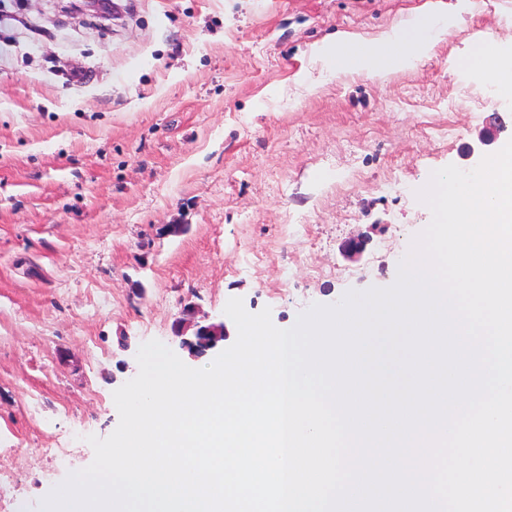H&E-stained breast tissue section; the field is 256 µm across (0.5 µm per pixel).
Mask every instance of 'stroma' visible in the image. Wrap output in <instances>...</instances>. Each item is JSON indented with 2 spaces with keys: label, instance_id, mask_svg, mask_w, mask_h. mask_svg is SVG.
Returning <instances> with one entry per match:
<instances>
[{
  "label": "stroma",
  "instance_id": "1",
  "mask_svg": "<svg viewBox=\"0 0 512 512\" xmlns=\"http://www.w3.org/2000/svg\"><path fill=\"white\" fill-rule=\"evenodd\" d=\"M126 4L0 0V465L33 512L94 458L56 440L117 427L143 343L217 357L181 349L184 304L218 323L239 297L291 327L389 287L432 219L431 173L512 140V98L468 56L482 36L512 53V0ZM429 12L447 34L386 79L312 52Z\"/></svg>",
  "mask_w": 512,
  "mask_h": 512
}]
</instances>
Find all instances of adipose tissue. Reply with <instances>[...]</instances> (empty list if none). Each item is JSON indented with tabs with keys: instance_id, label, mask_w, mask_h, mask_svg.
I'll return each mask as SVG.
<instances>
[{
	"instance_id": "1",
	"label": "adipose tissue",
	"mask_w": 512,
	"mask_h": 512,
	"mask_svg": "<svg viewBox=\"0 0 512 512\" xmlns=\"http://www.w3.org/2000/svg\"><path fill=\"white\" fill-rule=\"evenodd\" d=\"M446 28L429 29L426 21L400 23L396 32L376 42L363 39L343 40L328 49L332 66L353 67L375 78L387 77L409 59L425 54L437 38L446 35Z\"/></svg>"
}]
</instances>
